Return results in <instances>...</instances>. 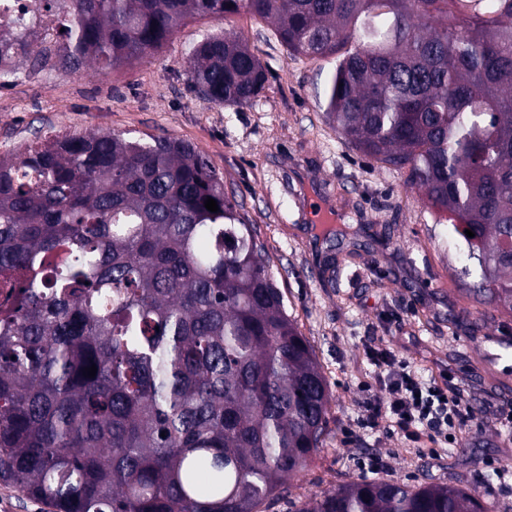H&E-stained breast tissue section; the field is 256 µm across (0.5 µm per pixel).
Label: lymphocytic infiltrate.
Returning <instances> with one entry per match:
<instances>
[{"instance_id":"f902f5d3","label":"lymphocytic infiltrate","mask_w":512,"mask_h":512,"mask_svg":"<svg viewBox=\"0 0 512 512\" xmlns=\"http://www.w3.org/2000/svg\"><path fill=\"white\" fill-rule=\"evenodd\" d=\"M370 360L383 392L368 398L361 428L374 429L387 422L411 440L436 445L448 442L473 421L465 392L458 385L424 381L400 367L395 352L387 348L371 349Z\"/></svg>"}]
</instances>
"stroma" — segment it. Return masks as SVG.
Listing matches in <instances>:
<instances>
[{
    "instance_id": "1",
    "label": "stroma",
    "mask_w": 512,
    "mask_h": 512,
    "mask_svg": "<svg viewBox=\"0 0 512 512\" xmlns=\"http://www.w3.org/2000/svg\"><path fill=\"white\" fill-rule=\"evenodd\" d=\"M241 33L268 81L244 108H218L190 88L184 49L209 31ZM265 25L244 15L188 20L148 59L105 75L49 72L0 88V151L50 132L160 135L192 144L224 177L255 224L287 311L313 347L331 392L323 445L291 492L268 512H289L336 483L359 478V459L381 458L371 478L465 486L486 481L495 512H512V436L497 407L512 405V316L468 306V264L451 224L403 173L352 150L319 107L332 69L289 57ZM328 196L345 240L331 248L306 221L305 193ZM390 348L424 379L471 388V425L429 452L402 433L362 430L363 383H374L368 347Z\"/></svg>"
}]
</instances>
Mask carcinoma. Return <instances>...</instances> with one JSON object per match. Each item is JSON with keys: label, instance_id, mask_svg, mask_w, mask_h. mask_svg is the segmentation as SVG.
I'll use <instances>...</instances> for the list:
<instances>
[{"label": "carcinoma", "instance_id": "carcinoma-1", "mask_svg": "<svg viewBox=\"0 0 512 512\" xmlns=\"http://www.w3.org/2000/svg\"><path fill=\"white\" fill-rule=\"evenodd\" d=\"M43 6L56 47L1 29L0 86L21 69L105 74L188 19L230 15L271 24L292 57L335 61L325 121L407 172L476 261L463 294L512 314V0ZM184 55L217 106L252 104L268 80L234 31ZM0 297V483L55 512H260L323 445L315 352L257 229L188 143L97 131L0 153ZM296 512L489 509L478 484L352 480Z\"/></svg>", "mask_w": 512, "mask_h": 512}]
</instances>
